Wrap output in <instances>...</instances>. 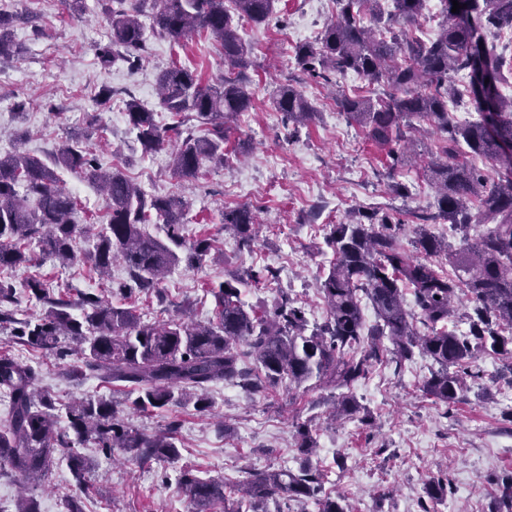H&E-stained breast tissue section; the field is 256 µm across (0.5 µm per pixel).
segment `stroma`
Listing matches in <instances>:
<instances>
[{"instance_id": "35a3bbf8", "label": "stroma", "mask_w": 512, "mask_h": 512, "mask_svg": "<svg viewBox=\"0 0 512 512\" xmlns=\"http://www.w3.org/2000/svg\"><path fill=\"white\" fill-rule=\"evenodd\" d=\"M1 9L33 17L42 32L36 36L32 25L16 24L14 37L23 54L0 60V153L14 149V132L22 125L29 131L25 151L52 161L70 133L87 128L89 116H97L105 133L92 135L89 144L101 167H121L146 195L184 196L189 203L182 226L185 241L202 234L214 240L210 256L199 266L172 267L160 294L137 291L128 297L117 290L129 279L124 263L114 261L110 275L101 277L88 259L91 239L77 238L79 260L68 267L32 249L31 264L9 273L16 287V299L7 306L13 319L43 313V303L24 288L29 276L39 274L55 296L74 303L92 293L116 307H136L148 322L183 313L203 324L212 319L214 308L205 286L255 268L268 270L270 278L245 288L246 305L272 304L283 291L305 310L310 323L319 324L326 317L320 282L332 257L325 242L332 225L372 211L399 223L398 242L406 249L418 216L435 211L427 166L438 156L436 137H417L404 151L407 165L391 168L386 151L368 141L337 106L341 95L360 92L364 79L349 72L325 81L310 77L295 62L294 46L320 37L336 17V0H277L266 24L240 22L239 33L251 49L254 104L229 122L227 164L204 167L189 181L173 175L169 151L142 154L126 121L125 101L135 98L154 111L159 124L170 123V114L159 109L156 76L177 62L196 70L204 82H218L224 57L211 35L198 32L176 44L150 32L137 67L120 62L104 69L97 52L111 39L112 0H84L79 15L65 0H0ZM282 84L293 85L316 106L306 125L288 123L273 107L272 93ZM104 85L114 95L103 104L98 91ZM19 100L26 103L21 121L14 107ZM242 140L252 146L244 156L235 152ZM58 177L86 215L104 222L108 203L95 184L63 169ZM394 181L407 185L409 195L394 194ZM243 205L256 211L262 225L258 242L249 248L240 246L222 221L224 210ZM66 347L69 354L62 358L21 345L10 321L0 322V352L33 365L40 387L64 401L84 396L111 400L126 424L148 434L175 427L181 450L172 462L130 464L83 444L82 453L96 461L88 476L94 489L81 495L85 512H187L178 486L186 466L235 485L254 469H295L307 463L326 474L325 492L343 494L354 512H427L424 484L443 474L452 492L428 512H491L496 478L512 474V422L505 419L512 410V386L498 379L501 362L492 356L476 360L480 378L469 381L463 399L449 407L422 392L434 368L428 357L418 353L401 364L387 360L375 365L352 389L372 416V425L364 427L355 420L330 421L331 388L286 384L268 394H252L231 382L214 384L207 416L190 406L138 411L121 384L70 378L77 364L75 341ZM304 422L318 429V447L307 460L295 440L296 427ZM75 494L80 495L79 487L64 466L33 492L39 512H66V501Z\"/></svg>"}]
</instances>
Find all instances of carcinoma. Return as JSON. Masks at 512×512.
I'll list each match as a JSON object with an SVG mask.
<instances>
[{
    "mask_svg": "<svg viewBox=\"0 0 512 512\" xmlns=\"http://www.w3.org/2000/svg\"><path fill=\"white\" fill-rule=\"evenodd\" d=\"M380 0H337L336 19L314 43L295 47V60L304 71L328 78L349 71L371 85L383 87L375 96L338 99L347 117L360 126L369 141L388 148L392 167L403 163L394 146L409 139L410 118L429 122L441 141L439 157L429 166L438 188L437 213L462 233V245L450 250L448 241L424 224L415 230L414 248L420 259L397 245L396 225L384 219L364 223L353 219L332 226L327 239L334 257L321 292L327 306L323 323L309 327L302 308L282 292L270 309L245 308L241 287L268 276L246 270L211 290L215 316L206 324L183 318L145 322L133 309L114 307L97 296L80 301L74 317L68 300L55 298L49 284L34 275L25 288L49 305L39 316L16 321L14 336L33 348L68 355L61 337L78 343L80 375L122 383L134 396L138 410L162 409L173 403L193 404L210 411L209 391L217 382L238 380L251 393L265 392L283 381L300 386L310 380L338 391V412L365 425L372 423L351 393L375 364L389 355L412 358L414 350L432 359L437 369L423 391L451 405L460 400L471 364L488 354L506 360L499 371L512 385V98L504 96V57L488 47L485 35L512 30V0H442L443 21L437 38L424 43L405 33L417 23L425 0H392L385 23L389 36L379 37L362 23L369 9L379 16ZM276 0H112L110 43L98 50L100 64L118 61L138 64L145 52L140 15L150 13L153 29L174 41L199 30L210 32L224 50L230 66L223 80L208 84L194 70L174 64L158 76L160 108L173 122L162 126L154 112L132 99L125 104L126 120L136 131L144 154L171 147L173 174L195 178L208 162H225L226 120L252 105L248 51L238 32L237 17L261 25L273 13ZM19 14L0 10V58L20 56L13 41ZM464 73L477 118L461 123L448 108L455 92L450 73ZM273 106L288 121L300 123L314 115L306 98L290 84L277 88ZM206 126L199 137L188 119ZM468 153L499 163L498 178L488 183L482 171L460 155ZM99 184L108 199V222L95 233L90 259L94 268L110 272L122 261L131 283L120 290L150 292L176 263L189 267L210 256L211 238L201 236L179 256L181 228L189 203L182 196L146 195L119 169L104 172L84 140L66 143L52 164L27 153L0 155V269L27 266L35 243L48 257L63 264L78 260L73 242L81 234L74 219L78 200L59 186L56 168ZM492 226L470 237L481 222ZM163 223L169 243L145 230ZM256 214L242 206L224 211V228L234 232L243 247L257 241ZM443 256L452 271L430 261ZM411 290L415 309L405 305ZM465 297L472 306L469 328H448L455 316L453 303ZM368 300L376 324L366 328L362 300ZM426 328L421 333L417 325ZM0 391L10 397L7 422L0 424V465L26 480H42L64 460L70 473L87 491L86 474L95 463L74 448L93 440L105 456L116 450L128 460L154 458L174 461L180 456L174 436H148L125 424L115 404L86 397L61 403L37 385L34 368L8 353L0 354ZM67 429H60V419ZM298 451L310 456L317 439L307 424L297 426ZM324 476L311 468L253 470L238 488L225 492L224 481L201 478L187 469L180 484L190 500L189 512H265L262 506L293 500H316L319 512H352L342 497L323 493ZM494 512H512V475L502 479ZM423 492L433 503L451 492L448 477L428 480Z\"/></svg>",
    "mask_w": 512,
    "mask_h": 512,
    "instance_id": "1",
    "label": "carcinoma"
}]
</instances>
